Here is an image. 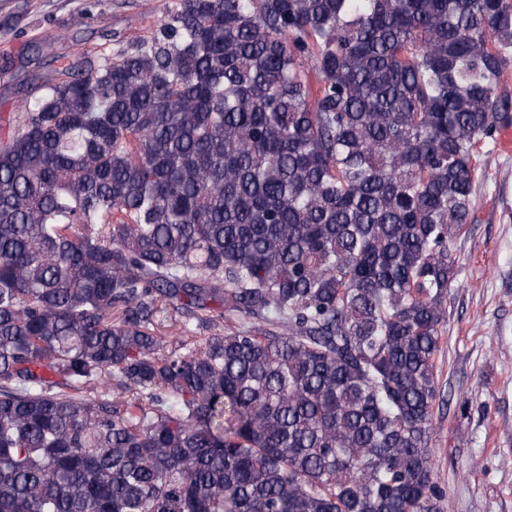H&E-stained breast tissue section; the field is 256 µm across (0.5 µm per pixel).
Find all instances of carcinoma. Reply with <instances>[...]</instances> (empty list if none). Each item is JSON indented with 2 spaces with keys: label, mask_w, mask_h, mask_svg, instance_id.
Instances as JSON below:
<instances>
[{
  "label": "carcinoma",
  "mask_w": 512,
  "mask_h": 512,
  "mask_svg": "<svg viewBox=\"0 0 512 512\" xmlns=\"http://www.w3.org/2000/svg\"><path fill=\"white\" fill-rule=\"evenodd\" d=\"M511 63L512 0H176L43 85L0 139V512H441Z\"/></svg>",
  "instance_id": "1"
}]
</instances>
